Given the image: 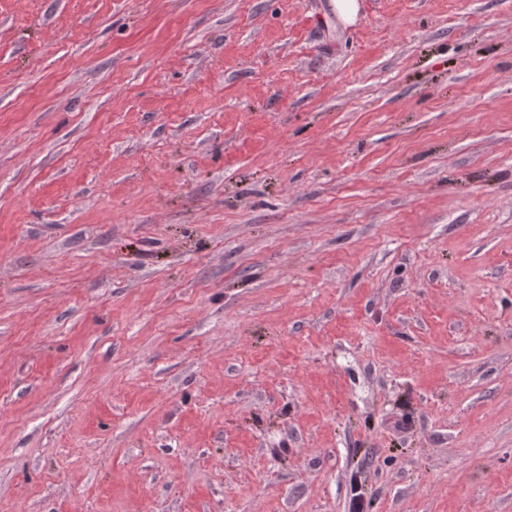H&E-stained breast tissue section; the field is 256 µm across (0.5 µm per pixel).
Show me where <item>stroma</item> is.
I'll return each instance as SVG.
<instances>
[{
	"label": "stroma",
	"instance_id": "stroma-1",
	"mask_svg": "<svg viewBox=\"0 0 512 512\" xmlns=\"http://www.w3.org/2000/svg\"><path fill=\"white\" fill-rule=\"evenodd\" d=\"M0 0V512H512V0Z\"/></svg>",
	"mask_w": 512,
	"mask_h": 512
}]
</instances>
